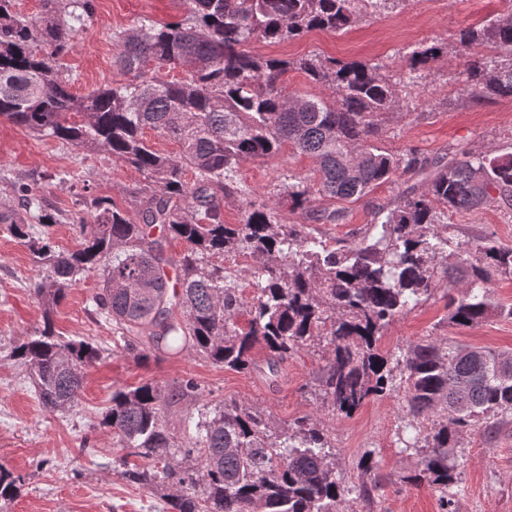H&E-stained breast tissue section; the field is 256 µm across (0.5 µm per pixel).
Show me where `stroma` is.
Listing matches in <instances>:
<instances>
[{
    "label": "stroma",
    "instance_id": "stroma-1",
    "mask_svg": "<svg viewBox=\"0 0 512 512\" xmlns=\"http://www.w3.org/2000/svg\"><path fill=\"white\" fill-rule=\"evenodd\" d=\"M94 4L92 25L74 32L73 48L62 59L74 80L73 92L81 95L119 81L112 68L113 32L133 27L146 16L158 22L184 16L179 0H94ZM504 8V0H404L395 9L367 14L340 35L315 30L278 44L257 41L251 49L288 60L307 54L361 60L396 72L405 66L410 47L455 44L460 31ZM461 69L452 52L423 69L408 90L407 108L385 121L382 146L413 147L430 157L459 143L478 151L512 148V99L472 101L462 92ZM312 168L311 159L289 150L241 164L236 180L248 194L224 198L225 223H240L247 201L266 198L281 174L306 177ZM17 182L37 187L46 213L59 219L50 229L55 248L68 251L75 249L83 233L85 214L75 204L78 194L109 198L134 217L137 191L146 179L110 153L36 137L2 119L0 206L19 207L13 191ZM396 192V185H382L364 200L347 205L343 223L321 224L317 230L331 242L357 241L367 227L371 207L388 202ZM447 224L450 243L461 249L474 248L487 236L512 248V208L452 212ZM41 275L28 247L0 226V467L21 482L19 495L5 505V512H162L160 494L122 476L124 464H136L137 459L127 456L98 422L115 388L145 382L173 387L190 377L204 391L202 402H245L269 414L281 428L306 415L321 423L336 447V471L346 482H361L358 461L366 451H374V474L384 490L363 512H512V420L502 423L491 440L477 430L463 434L454 450L457 482L447 495L427 484L413 487L405 479L419 472V457L416 451H402L396 436L402 424V394L369 400L349 417L332 413L317 392L324 360L310 349L288 357L274 373L264 365L233 371L194 353L136 360L120 346L112 321L95 312L93 298L102 286L97 272L80 275L58 306L54 323L61 336L97 347L101 359L86 370L74 408L47 410L25 367L12 356L14 346L43 327V307L33 292ZM445 304L439 291L401 314L386 329L381 350L441 336L463 348L512 352V318L452 327L446 322Z\"/></svg>",
    "mask_w": 512,
    "mask_h": 512
}]
</instances>
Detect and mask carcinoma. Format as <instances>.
Instances as JSON below:
<instances>
[{
    "mask_svg": "<svg viewBox=\"0 0 512 512\" xmlns=\"http://www.w3.org/2000/svg\"><path fill=\"white\" fill-rule=\"evenodd\" d=\"M66 2L68 10L37 23L14 13L11 0H0V119L109 152L147 184L137 222L113 201L80 199L92 224L66 252L43 231L53 217L41 214L42 198L31 186H14L23 212L0 208V224L44 269L34 286L44 306L43 328L17 344L13 357L29 369L45 407H73L84 370L100 359L85 340L59 341L53 321L77 276L100 270L96 312L115 322L123 349L140 359L197 353L242 372L257 366L260 350L272 369L301 349L319 348L325 353L319 391L332 411L350 416L372 398L403 393L398 441L406 449L422 447L412 481L448 489L461 435L482 420L489 433L512 418L506 356L452 348L438 336L387 354L380 339L397 316L444 284L448 324L512 318V306L494 302L487 287L495 275L512 278V250L486 237L476 259L450 264L444 222L450 211L512 205V152L476 154L457 144L428 157L378 144L383 119L406 105L403 89L440 47L418 46L407 58L408 72L392 76L378 64L315 54L293 61L264 57L249 50L253 41L342 33L389 0H183L184 20L144 17L114 33L112 67L135 81L78 96L59 59L71 49V34L91 22L93 3ZM475 45L490 53L468 56ZM459 51L465 95L512 99V9L463 30ZM175 67L186 76L165 79L162 71ZM290 69L331 88L333 99L284 94L281 80ZM147 129L175 141L179 153L154 149ZM286 149L312 158L317 190L305 178L286 175L274 199L250 202L240 223H224L221 201L232 194L239 164ZM188 169L195 174L191 183ZM414 179L422 189L410 184ZM395 182L405 188L372 207L354 245L332 247L314 235V224L345 220L342 204ZM313 192L340 207H313ZM285 200L291 211L305 213L306 223L288 222L280 208ZM172 239L183 243L181 252L168 250ZM231 253H246L254 264L232 273L211 262ZM243 274L251 279V296L240 289ZM199 396L193 379L172 388L151 382L119 387L99 422L129 455L153 463L127 469L125 476L162 490L168 512H356L353 504L382 491L369 454L359 463L365 480L350 485L337 476L333 445L306 416L279 431L259 408L233 402L201 410L184 437L170 434L169 408ZM19 492L17 479L0 469V503Z\"/></svg>",
    "mask_w": 512,
    "mask_h": 512,
    "instance_id": "obj_1",
    "label": "carcinoma"
}]
</instances>
